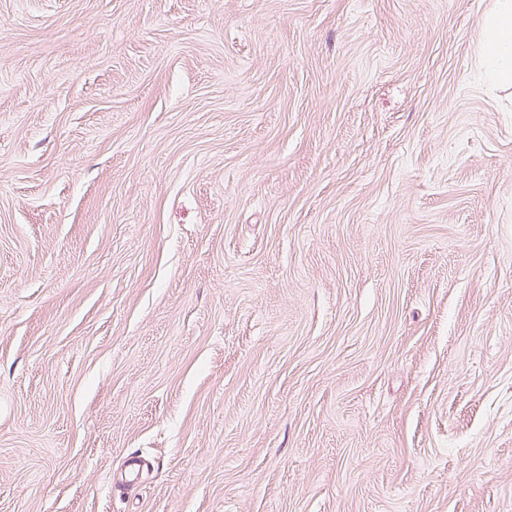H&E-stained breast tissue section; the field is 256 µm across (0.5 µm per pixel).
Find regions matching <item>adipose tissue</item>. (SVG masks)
Segmentation results:
<instances>
[{
	"label": "adipose tissue",
	"instance_id": "adipose-tissue-1",
	"mask_svg": "<svg viewBox=\"0 0 512 512\" xmlns=\"http://www.w3.org/2000/svg\"><path fill=\"white\" fill-rule=\"evenodd\" d=\"M479 64L497 80H512V0H498L485 20Z\"/></svg>",
	"mask_w": 512,
	"mask_h": 512
}]
</instances>
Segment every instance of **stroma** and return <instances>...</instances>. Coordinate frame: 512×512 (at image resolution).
<instances>
[{
  "instance_id": "35a3bbf8",
  "label": "stroma",
  "mask_w": 512,
  "mask_h": 512,
  "mask_svg": "<svg viewBox=\"0 0 512 512\" xmlns=\"http://www.w3.org/2000/svg\"><path fill=\"white\" fill-rule=\"evenodd\" d=\"M494 4L0 0V512H512Z\"/></svg>"
}]
</instances>
